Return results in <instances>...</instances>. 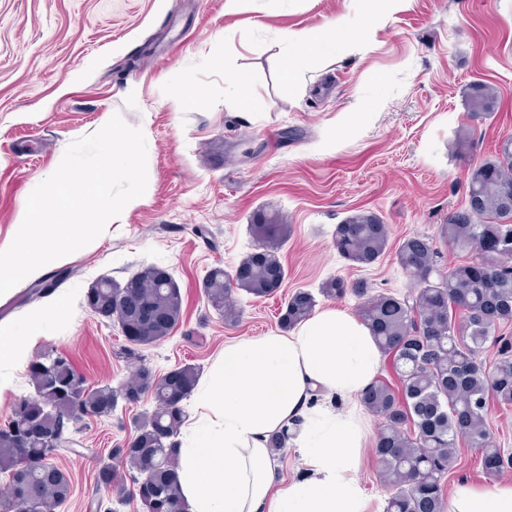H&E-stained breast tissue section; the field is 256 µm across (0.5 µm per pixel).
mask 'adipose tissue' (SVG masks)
I'll return each mask as SVG.
<instances>
[{
  "label": "adipose tissue",
  "mask_w": 512,
  "mask_h": 512,
  "mask_svg": "<svg viewBox=\"0 0 512 512\" xmlns=\"http://www.w3.org/2000/svg\"><path fill=\"white\" fill-rule=\"evenodd\" d=\"M368 29L342 16L285 41L323 59L363 43ZM67 306L55 298L0 326V392L12 388L15 369ZM381 358L369 326L338 308L314 311L286 333L225 343L196 388L198 425L180 441L178 481L187 512H368L359 472L369 422L359 401ZM281 429L301 468L287 481L267 446ZM448 512H512V484H458Z\"/></svg>",
  "instance_id": "adipose-tissue-1"
}]
</instances>
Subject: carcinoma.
<instances>
[{"mask_svg": "<svg viewBox=\"0 0 512 512\" xmlns=\"http://www.w3.org/2000/svg\"><path fill=\"white\" fill-rule=\"evenodd\" d=\"M498 107L496 90L475 83L468 108L475 117ZM512 185V139L500 152L475 166L469 175L468 196L474 207L448 217L439 227L446 246L477 250L485 237H498L496 253L480 254L477 261L487 271L478 279L473 262L440 271L441 252L434 239L421 234L404 238L397 261L411 280L400 296L375 295L361 305L359 317L370 327L380 349L393 356L399 388L376 380L361 395L363 406L379 420L374 454L392 489L386 512H444V482L457 462V444L464 441L478 451L482 469L498 474L512 468V457L495 444L487 423L489 400L512 407V339L500 327L512 324V205L502 186ZM261 250L244 258L231 277L221 267L212 268L202 282L212 309L232 323L237 317L233 289L255 299L273 295L284 274L278 252L288 241L290 226L275 219L251 225ZM389 227L370 212H359L336 225L333 245L354 265H371L386 251ZM141 281L137 303L125 297L122 284H101L86 293L90 310L112 319L117 311L137 317L148 310L152 320L138 347L126 355L167 338L181 319L182 295L166 271L154 266L138 272ZM367 296L368 286L357 281L348 286L339 279L322 285L327 297L341 296L347 288ZM316 306L313 295L297 291L289 297L279 322L291 328L309 317ZM495 349L492 368L483 357L486 344ZM34 395L18 401L11 417L0 426V474L8 477L0 512H55L69 497L70 479L48 460L51 440L63 433L72 411L82 407L93 417H108L118 399L137 402L151 392L155 406L137 423L134 439L113 454L132 470L139 484L145 512H160L168 502L176 512H186L178 483L177 436L186 414L182 402L199 379L196 366L176 368V379L156 380L138 368L118 390L92 387L71 361L60 353L45 352L29 366Z\"/></svg>", "mask_w": 512, "mask_h": 512, "instance_id": "carcinoma-1", "label": "carcinoma"}]
</instances>
